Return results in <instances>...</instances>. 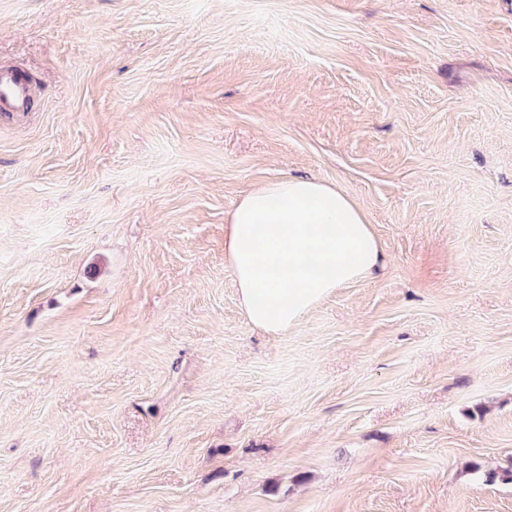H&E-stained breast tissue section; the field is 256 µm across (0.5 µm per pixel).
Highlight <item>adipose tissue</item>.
I'll list each match as a JSON object with an SVG mask.
<instances>
[{"instance_id": "adipose-tissue-1", "label": "adipose tissue", "mask_w": 512, "mask_h": 512, "mask_svg": "<svg viewBox=\"0 0 512 512\" xmlns=\"http://www.w3.org/2000/svg\"><path fill=\"white\" fill-rule=\"evenodd\" d=\"M226 224L224 257L243 310L273 335L384 265L363 211L345 192L315 179L258 186L238 201Z\"/></svg>"}]
</instances>
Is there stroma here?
I'll use <instances>...</instances> for the list:
<instances>
[{
  "mask_svg": "<svg viewBox=\"0 0 512 512\" xmlns=\"http://www.w3.org/2000/svg\"><path fill=\"white\" fill-rule=\"evenodd\" d=\"M1 65L0 512H512V0H0ZM293 176L385 268L273 336ZM31 98V84L24 73L15 67H0V112H30ZM224 257L257 328L278 335L336 288L368 279L384 257L363 211L309 178L271 180L228 214Z\"/></svg>",
  "mask_w": 512,
  "mask_h": 512,
  "instance_id": "obj_1",
  "label": "stroma"
}]
</instances>
